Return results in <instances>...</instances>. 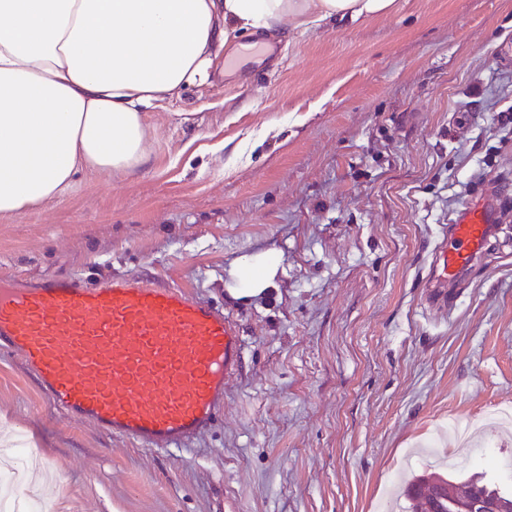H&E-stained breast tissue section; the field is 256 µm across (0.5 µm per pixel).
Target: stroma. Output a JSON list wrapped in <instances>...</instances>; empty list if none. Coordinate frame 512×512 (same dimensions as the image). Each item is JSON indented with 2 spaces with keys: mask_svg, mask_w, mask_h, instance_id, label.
<instances>
[{
  "mask_svg": "<svg viewBox=\"0 0 512 512\" xmlns=\"http://www.w3.org/2000/svg\"><path fill=\"white\" fill-rule=\"evenodd\" d=\"M146 111L150 160L0 216V278L181 286L237 323L214 424L149 450L66 418L21 357L0 360V460L37 461L41 512H380L410 464L455 455L512 489V426L490 453L450 425L512 409V0H398ZM469 200L502 230L460 284L426 272ZM279 259L266 295L235 263ZM277 268L278 258L274 253L253 255L232 272L235 286L228 291L235 298L259 296L271 286Z\"/></svg>",
  "mask_w": 512,
  "mask_h": 512,
  "instance_id": "obj_1",
  "label": "stroma"
}]
</instances>
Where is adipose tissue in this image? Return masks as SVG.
Returning <instances> with one entry per match:
<instances>
[{
    "label": "adipose tissue",
    "mask_w": 512,
    "mask_h": 512,
    "mask_svg": "<svg viewBox=\"0 0 512 512\" xmlns=\"http://www.w3.org/2000/svg\"><path fill=\"white\" fill-rule=\"evenodd\" d=\"M396 9L397 0H0V215L147 164L146 109L210 81L233 34H295ZM277 268L274 253L251 256L231 295L263 294Z\"/></svg>",
    "instance_id": "obj_1"
}]
</instances>
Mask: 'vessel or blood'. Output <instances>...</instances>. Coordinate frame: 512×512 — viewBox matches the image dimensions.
Segmentation results:
<instances>
[{"label":"vessel or blood","mask_w":512,"mask_h":512,"mask_svg":"<svg viewBox=\"0 0 512 512\" xmlns=\"http://www.w3.org/2000/svg\"><path fill=\"white\" fill-rule=\"evenodd\" d=\"M499 233L495 208L462 206L436 249V281L460 283ZM0 354L21 356L65 417L158 450L212 424L242 341L229 315L176 287L45 277L0 285Z\"/></svg>","instance_id":"b4317fda"}]
</instances>
